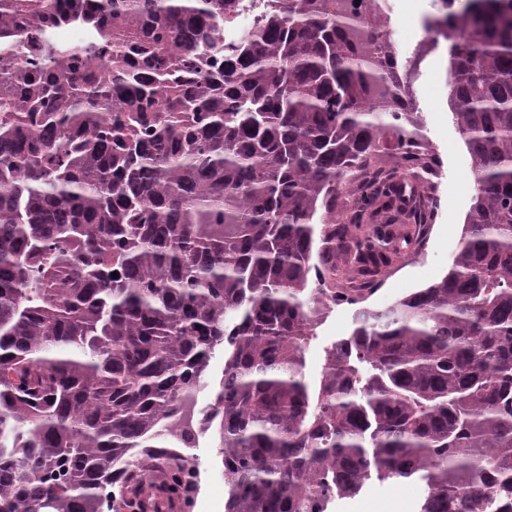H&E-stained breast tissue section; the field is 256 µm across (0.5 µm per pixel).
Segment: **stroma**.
I'll return each mask as SVG.
<instances>
[{"mask_svg":"<svg viewBox=\"0 0 512 512\" xmlns=\"http://www.w3.org/2000/svg\"><path fill=\"white\" fill-rule=\"evenodd\" d=\"M437 13V0H394L389 20L390 37L406 67L412 106L420 121V132L439 155L442 166L436 177L435 208L428 226L426 247L399 259L382 284L362 305L328 304L315 314L314 334L304 350V372L317 383L325 352L334 341L349 336L358 307L384 310L405 295L426 287L448 271L457 252L463 225L472 203L474 178L464 139L448 107L450 62L448 45L439 42L427 53H419L426 38V24ZM217 427H208L196 448L187 452L201 474L200 492L191 512H224V476ZM425 495L419 483L396 484L370 481L355 497L333 500L327 512H420Z\"/></svg>","mask_w":512,"mask_h":512,"instance_id":"35a3bbf8","label":"stroma"}]
</instances>
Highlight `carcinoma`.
Returning a JSON list of instances; mask_svg holds the SVG:
<instances>
[{"label": "carcinoma", "mask_w": 512, "mask_h": 512, "mask_svg": "<svg viewBox=\"0 0 512 512\" xmlns=\"http://www.w3.org/2000/svg\"><path fill=\"white\" fill-rule=\"evenodd\" d=\"M473 204L439 280L304 347L430 216L389 40L336 0H0V512H186L173 416L224 348V512H318L367 481L512 512V0H441ZM61 29L80 36L62 41ZM387 150L394 167H375ZM346 200L336 216V199ZM116 272L119 277H111ZM241 9L233 17L224 21V44L233 42L244 26L255 22L264 10L265 0H240Z\"/></svg>", "instance_id": "1"}]
</instances>
